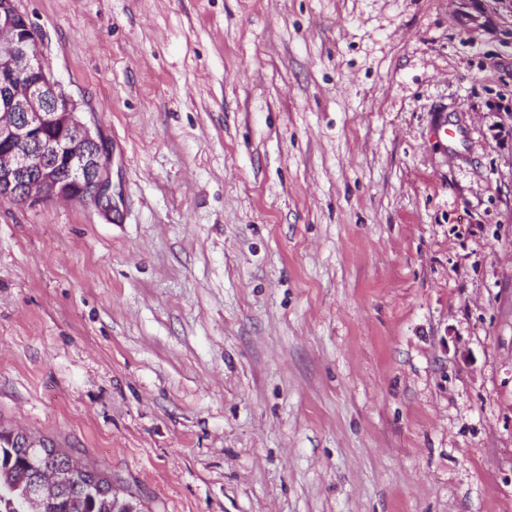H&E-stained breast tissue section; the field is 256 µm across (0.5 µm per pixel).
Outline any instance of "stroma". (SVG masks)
Instances as JSON below:
<instances>
[{
	"instance_id": "1",
	"label": "stroma",
	"mask_w": 512,
	"mask_h": 512,
	"mask_svg": "<svg viewBox=\"0 0 512 512\" xmlns=\"http://www.w3.org/2000/svg\"><path fill=\"white\" fill-rule=\"evenodd\" d=\"M16 6L112 208L0 201V427L138 512H512V0Z\"/></svg>"
}]
</instances>
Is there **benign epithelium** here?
Masks as SVG:
<instances>
[{
	"label": "benign epithelium",
	"mask_w": 512,
	"mask_h": 512,
	"mask_svg": "<svg viewBox=\"0 0 512 512\" xmlns=\"http://www.w3.org/2000/svg\"><path fill=\"white\" fill-rule=\"evenodd\" d=\"M15 0H0V201L53 198L112 208L108 146L80 117Z\"/></svg>",
	"instance_id": "7a95c632"
}]
</instances>
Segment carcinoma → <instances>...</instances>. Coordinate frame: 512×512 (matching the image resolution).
Segmentation results:
<instances>
[{"mask_svg":"<svg viewBox=\"0 0 512 512\" xmlns=\"http://www.w3.org/2000/svg\"><path fill=\"white\" fill-rule=\"evenodd\" d=\"M0 512H136L97 469L0 430Z\"/></svg>","mask_w":512,"mask_h":512,"instance_id":"cac0c4a2","label":"carcinoma"}]
</instances>
